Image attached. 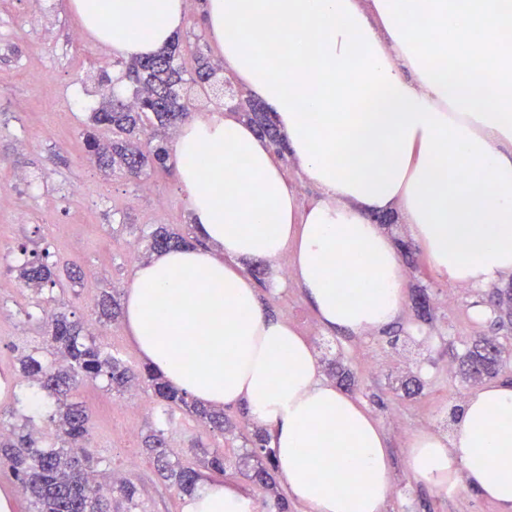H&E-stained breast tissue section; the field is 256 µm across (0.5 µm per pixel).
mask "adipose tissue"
I'll return each mask as SVG.
<instances>
[{
	"mask_svg": "<svg viewBox=\"0 0 512 512\" xmlns=\"http://www.w3.org/2000/svg\"><path fill=\"white\" fill-rule=\"evenodd\" d=\"M82 30L129 57L177 38L187 0H69ZM234 83L264 102L318 194L301 203L254 126L195 116L170 146L197 234L140 263L123 323L141 359L203 405L245 406L307 512H383L377 421L327 382L310 343L261 306L249 262L291 254L322 328L392 323L405 285L373 215L396 213L448 281L512 276V0H206ZM407 469L512 512V385L462 403L449 434L420 431ZM184 512H258L211 478Z\"/></svg>",
	"mask_w": 512,
	"mask_h": 512,
	"instance_id": "adipose-tissue-1",
	"label": "adipose tissue"
}]
</instances>
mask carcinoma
Wrapping results in <instances>:
<instances>
[{
    "label": "carcinoma",
    "instance_id": "cac0c4a2",
    "mask_svg": "<svg viewBox=\"0 0 512 512\" xmlns=\"http://www.w3.org/2000/svg\"><path fill=\"white\" fill-rule=\"evenodd\" d=\"M180 42L175 41L154 55L117 59L112 66L123 71L129 91H110L90 113L91 129L83 136L85 156L100 168L118 172L137 181L148 168H166L167 150L160 133L175 129L190 117L189 106L181 89L189 85L204 91L218 68L205 57L196 59L188 71L177 62ZM259 135L267 139L277 154L285 151L284 138L270 112L250 101L245 112ZM100 127L112 130V140L97 137ZM144 249L150 254L189 246L191 241L163 225L143 236ZM49 248L31 252V258L17 266L20 287L36 296L35 307L42 312V322L50 329L51 343L46 348L33 346L19 354L22 381L52 404L44 420L55 423L59 441L50 447L43 444L35 417L22 415L8 405H0V457L9 463L13 483L32 499L34 512H112V502L120 501L125 512H138L137 485L130 481L101 484L93 481L90 457L73 452L84 447L89 436L90 415L84 405L69 400L70 392L81 380L107 381L111 390L123 392L141 386L150 392L157 407L160 426L143 438V448L153 456L158 476L180 493L190 492L201 473L190 466L172 461L167 455L165 427L174 408L194 417L211 433L224 434L229 420L224 411L199 404L186 393L174 388L160 374L144 365H128L122 358L96 345L85 333L83 321L62 311L50 309L63 303L65 288L56 274V263ZM56 288L60 297L43 296L46 288ZM120 303L106 292L98 303L100 320H115ZM479 338L462 362L463 374L475 381L496 375L506 364L499 344L487 348ZM251 457L256 461L250 479L273 490L268 512H288V500L274 490L270 471L276 469L275 455L268 448V436L259 431L252 441Z\"/></svg>",
    "mask_w": 512,
    "mask_h": 512
}]
</instances>
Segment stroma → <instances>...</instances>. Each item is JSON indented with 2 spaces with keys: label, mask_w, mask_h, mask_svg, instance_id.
<instances>
[{
  "label": "stroma",
  "mask_w": 512,
  "mask_h": 512,
  "mask_svg": "<svg viewBox=\"0 0 512 512\" xmlns=\"http://www.w3.org/2000/svg\"><path fill=\"white\" fill-rule=\"evenodd\" d=\"M69 0H0V375L18 377L17 349L35 336L26 318L28 292L7 267L20 248L40 241L51 245L58 264L82 263L84 275L69 283L68 311L90 320L103 291L127 290L138 263L127 250L136 229L168 225L194 233L186 193L173 168L160 169L133 184L88 162L82 150L88 112L100 92L88 77L111 62V46L91 38L72 42L79 32ZM181 60L193 68L197 55L221 60L216 42L205 34L200 0H188L179 35ZM384 232L394 245L410 244L402 256L405 300L390 325L360 336L322 329L295 277H284L282 264L269 267L259 298L265 311L288 321L308 339L321 373L336 382L331 365L349 371V394L382 427L392 462V481L384 512H499L497 505L459 487L438 493L407 470V443L420 430L445 433L455 412L476 383L461 375L462 358L481 336L497 339L512 356V277L486 288L451 285L414 244L407 225L392 219ZM482 305L484 315L473 312ZM384 363L373 373L363 356ZM416 379L418 392L405 393L404 379ZM91 413L89 449L103 460L107 477L122 476L140 490L142 512H183L184 496L157 476L152 458L140 446V433L156 420V405L146 392L116 395L104 381L81 384L75 394ZM231 433L207 437L202 425L175 410L166 434L172 459L195 463L204 451L226 459V482L255 502L266 491L253 484L238 464L244 447L259 428L242 407L228 406Z\"/></svg>",
  "instance_id": "obj_1"
}]
</instances>
